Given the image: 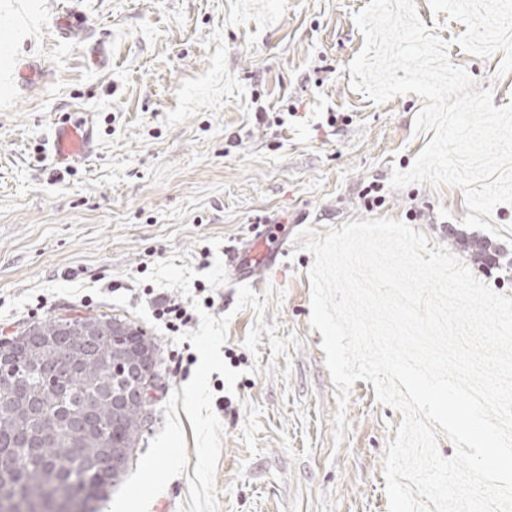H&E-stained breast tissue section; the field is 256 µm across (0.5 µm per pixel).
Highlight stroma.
I'll return each mask as SVG.
<instances>
[{"mask_svg": "<svg viewBox=\"0 0 512 512\" xmlns=\"http://www.w3.org/2000/svg\"><path fill=\"white\" fill-rule=\"evenodd\" d=\"M24 2L23 40L0 8V334L117 316L153 338L165 384L100 512H389L402 415L359 380L336 437L314 257L296 236L400 220L512 297V204L486 231L464 225L460 188L391 189L434 133L414 126L418 95L377 103L352 87L368 0ZM412 2L450 63L511 103L512 47L480 45L479 17L446 0ZM87 118L89 152L57 164L53 125ZM261 224L285 240L282 263L228 287L227 256ZM483 243L503 267L473 259ZM160 295L192 322L169 330Z\"/></svg>", "mask_w": 512, "mask_h": 512, "instance_id": "35a3bbf8", "label": "stroma"}]
</instances>
